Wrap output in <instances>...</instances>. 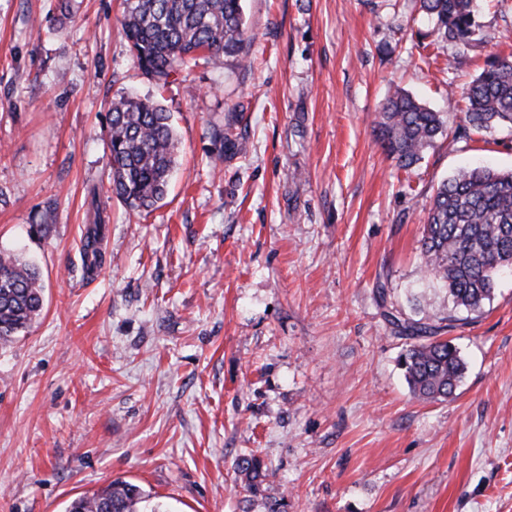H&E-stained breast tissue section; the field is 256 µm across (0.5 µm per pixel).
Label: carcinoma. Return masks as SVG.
I'll return each instance as SVG.
<instances>
[{"mask_svg":"<svg viewBox=\"0 0 512 512\" xmlns=\"http://www.w3.org/2000/svg\"><path fill=\"white\" fill-rule=\"evenodd\" d=\"M243 0H123L121 26L134 60L149 81L165 87L190 62L246 60ZM434 20L433 35L443 44L471 45L479 24L473 0H418ZM464 127L458 132L512 130V56H494L464 93ZM239 123L214 125L218 157L246 153L247 137L233 133ZM376 130L397 165L409 169L446 133L442 115L412 95L397 91L383 103ZM178 139L172 113L149 97L112 100L107 146L111 191L130 210L149 211L167 196L176 166ZM100 225L86 231V269L100 266ZM426 278L446 291L456 308L476 311L494 291L495 279L512 269V170L463 167L436 188L421 238ZM43 306L37 269L16 255L0 254V344L27 329ZM399 338L407 340L400 366L410 388L427 401L452 396L465 372L457 348L439 338L441 327L387 312ZM238 468L245 486L257 489L266 478L262 462L243 457ZM132 483L116 480L90 497L73 500L68 512H159Z\"/></svg>","mask_w":512,"mask_h":512,"instance_id":"1","label":"carcinoma"}]
</instances>
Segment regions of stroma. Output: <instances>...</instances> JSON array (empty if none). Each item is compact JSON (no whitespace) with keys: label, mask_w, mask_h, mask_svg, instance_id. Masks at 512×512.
<instances>
[{"label":"stroma","mask_w":512,"mask_h":512,"mask_svg":"<svg viewBox=\"0 0 512 512\" xmlns=\"http://www.w3.org/2000/svg\"><path fill=\"white\" fill-rule=\"evenodd\" d=\"M77 2L67 22L57 0H0V252L39 268L44 298L0 344V512H67L116 479L163 512H512V274L466 312L420 251L437 185L512 169V134L443 136L403 169L374 132L398 89L462 125L464 91L512 55V0H479L469 49L437 44L415 0H245L251 67L200 60L162 90L121 0ZM123 93L179 139L147 214L110 189ZM238 111L248 154L224 160L209 129ZM387 305L455 318L453 397L410 392ZM248 454L268 471L252 493ZM100 236V225L94 224V227H91L86 231L83 240L84 263L86 269L89 271H93L98 266H100L102 261V252L100 249Z\"/></svg>","instance_id":"obj_1"}]
</instances>
